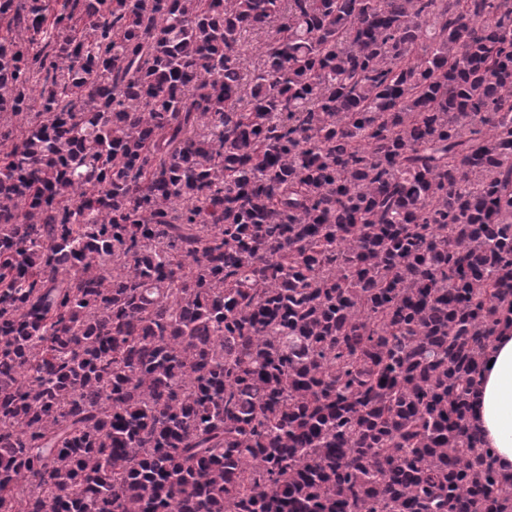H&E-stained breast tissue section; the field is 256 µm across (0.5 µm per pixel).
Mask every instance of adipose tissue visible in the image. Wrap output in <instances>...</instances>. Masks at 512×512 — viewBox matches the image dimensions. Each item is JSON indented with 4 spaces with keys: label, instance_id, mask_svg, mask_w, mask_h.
<instances>
[{
    "label": "adipose tissue",
    "instance_id": "1",
    "mask_svg": "<svg viewBox=\"0 0 512 512\" xmlns=\"http://www.w3.org/2000/svg\"><path fill=\"white\" fill-rule=\"evenodd\" d=\"M477 377L479 398L473 423L498 469L512 473V332L498 336Z\"/></svg>",
    "mask_w": 512,
    "mask_h": 512
}]
</instances>
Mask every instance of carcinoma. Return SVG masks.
I'll list each match as a JSON object with an SVG mask.
<instances>
[{"instance_id": "carcinoma-1", "label": "carcinoma", "mask_w": 512, "mask_h": 512, "mask_svg": "<svg viewBox=\"0 0 512 512\" xmlns=\"http://www.w3.org/2000/svg\"><path fill=\"white\" fill-rule=\"evenodd\" d=\"M0 26V512H512V0ZM477 383L473 424L486 447L494 448L496 467L512 473V332L497 336L490 346Z\"/></svg>"}]
</instances>
